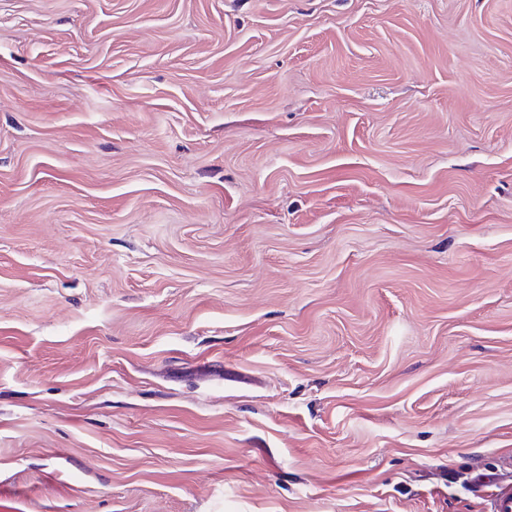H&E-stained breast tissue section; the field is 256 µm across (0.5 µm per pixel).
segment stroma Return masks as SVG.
<instances>
[{
    "label": "stroma",
    "instance_id": "1",
    "mask_svg": "<svg viewBox=\"0 0 512 512\" xmlns=\"http://www.w3.org/2000/svg\"><path fill=\"white\" fill-rule=\"evenodd\" d=\"M512 0H0V512H490Z\"/></svg>",
    "mask_w": 512,
    "mask_h": 512
}]
</instances>
